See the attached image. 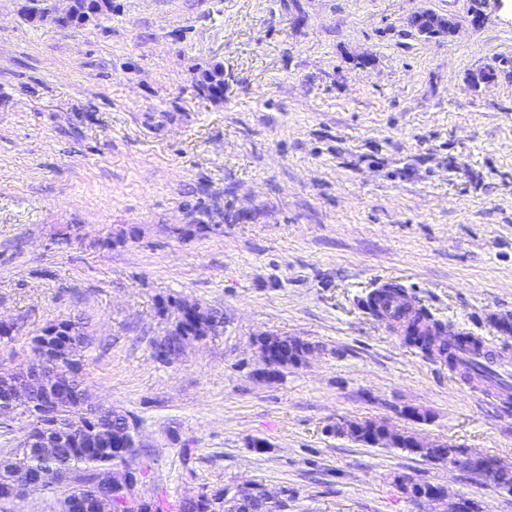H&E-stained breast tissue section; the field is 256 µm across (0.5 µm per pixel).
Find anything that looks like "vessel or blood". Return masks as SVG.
Wrapping results in <instances>:
<instances>
[{
	"label": "vessel or blood",
	"mask_w": 512,
	"mask_h": 512,
	"mask_svg": "<svg viewBox=\"0 0 512 512\" xmlns=\"http://www.w3.org/2000/svg\"><path fill=\"white\" fill-rule=\"evenodd\" d=\"M385 324L393 326L410 321L415 315L416 300L409 293H386L381 297ZM447 344L456 357V374L465 384L479 382L483 392L502 405L512 404V357L484 342L469 345L448 338Z\"/></svg>",
	"instance_id": "obj_1"
}]
</instances>
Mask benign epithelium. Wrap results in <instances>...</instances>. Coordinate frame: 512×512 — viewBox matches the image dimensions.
I'll list each match as a JSON object with an SVG mask.
<instances>
[{"instance_id": "7a95c632", "label": "benign epithelium", "mask_w": 512, "mask_h": 512, "mask_svg": "<svg viewBox=\"0 0 512 512\" xmlns=\"http://www.w3.org/2000/svg\"><path fill=\"white\" fill-rule=\"evenodd\" d=\"M75 0H55L51 10L55 17L69 21L74 15ZM417 31L427 37L450 35L456 29V21L437 15L431 11H424L413 16ZM263 367L259 375L265 378H274L278 375V368L281 366L280 356L269 336L264 335L257 339ZM34 351L40 357V367L26 369L19 372L11 385L0 389V415L14 420H25L29 431L26 437L16 448V454L30 456L36 448H68L76 438L73 429L63 421H57L53 429L44 434L42 438L35 436L36 429L34 422L40 410L53 402L61 400H78L82 406L91 411H98V407L92 403L89 393L84 388H77L73 380L80 378L82 365L78 358L69 356L67 371H48V366L54 361L53 356L42 344L34 346ZM139 448L137 440V428L129 424L126 429V441L123 454L127 464L114 477V481L128 486V492L121 494L124 503V512H136L138 503L142 497L137 494L139 482L129 483V478L137 471L128 465ZM456 463L478 473L485 481L496 489L512 492V466L505 465L500 461L474 454L463 460H456ZM67 480L64 470L56 467H42L29 469L25 476L16 473L9 479L0 481V485L9 489L7 497H13L10 490L20 485L29 491L36 488H44L53 484L63 483ZM401 493L410 500L425 499L429 502L443 501L447 498V491L444 487L433 490L430 494H424L419 483L408 479L397 480ZM236 505V512H285L287 503L272 495L260 485L245 483L237 488L232 496Z\"/></svg>"}]
</instances>
